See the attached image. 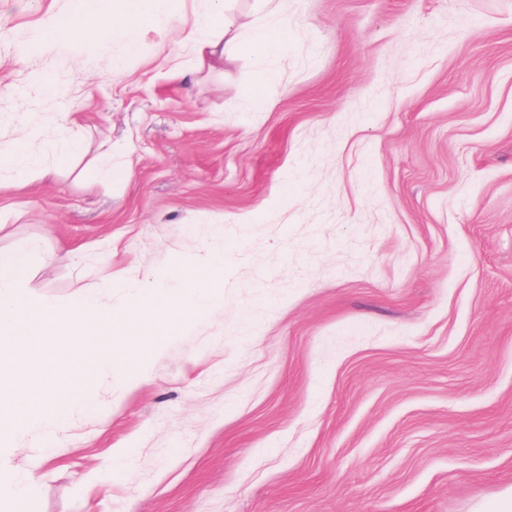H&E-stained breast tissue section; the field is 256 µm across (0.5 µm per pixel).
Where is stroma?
<instances>
[{"label":"stroma","instance_id":"stroma-1","mask_svg":"<svg viewBox=\"0 0 512 512\" xmlns=\"http://www.w3.org/2000/svg\"><path fill=\"white\" fill-rule=\"evenodd\" d=\"M71 2L0 0V153L64 112L82 142L50 179L0 171V250L38 243L26 287L51 302L93 272L120 306L219 248L224 287L137 382H87L98 410L55 446L0 455L36 474L32 512H475L512 489V0H280L266 85L243 53L171 71L203 0L133 51L63 45L42 21Z\"/></svg>","mask_w":512,"mask_h":512}]
</instances>
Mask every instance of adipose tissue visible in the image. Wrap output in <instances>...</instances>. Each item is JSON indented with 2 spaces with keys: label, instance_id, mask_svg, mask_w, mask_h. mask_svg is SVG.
<instances>
[{
  "label": "adipose tissue",
  "instance_id": "adipose-tissue-1",
  "mask_svg": "<svg viewBox=\"0 0 512 512\" xmlns=\"http://www.w3.org/2000/svg\"><path fill=\"white\" fill-rule=\"evenodd\" d=\"M167 0H85L75 8L74 20L57 15L45 17L50 30H65L67 40H96L107 32H120L135 39L143 25L165 26L171 21ZM257 17L249 37L240 38L234 21L224 13L223 0H209L208 8L194 25L183 32L179 44L197 60L247 51L254 59L264 81L278 77L271 60L288 44V34L277 23V0H258ZM35 476L30 472L0 471V512H27L28 497Z\"/></svg>",
  "mask_w": 512,
  "mask_h": 512
}]
</instances>
